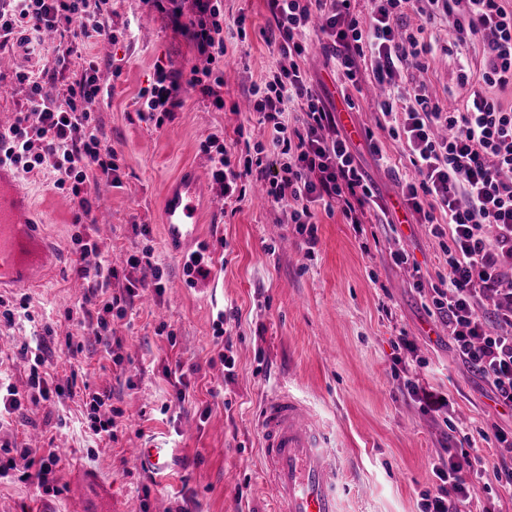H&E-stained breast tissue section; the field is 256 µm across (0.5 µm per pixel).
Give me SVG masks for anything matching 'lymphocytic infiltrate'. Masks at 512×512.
<instances>
[{
    "label": "lymphocytic infiltrate",
    "instance_id": "lymphocytic-infiltrate-1",
    "mask_svg": "<svg viewBox=\"0 0 512 512\" xmlns=\"http://www.w3.org/2000/svg\"><path fill=\"white\" fill-rule=\"evenodd\" d=\"M353 0H267L270 15L267 40L279 55L278 67L260 77L248 91L253 111L270 124L267 148L277 157L276 168H237L218 134L202 143L213 152L214 181L224 190L225 203L243 199L239 183L257 175L268 202L292 210L296 230L308 246H315L314 206L340 209L355 232H362L367 211L377 201L357 166L336 111L313 91L305 60L313 44H320L344 84L359 88L363 72H371L381 89L377 102L379 129L387 131L406 153L412 173L402 183L401 199L437 238H448V279L435 288L432 304L445 318L459 355L494 387L499 400L512 406V104L503 100L512 89V0H368L366 16H359ZM157 11H169L182 24L209 66L183 74L158 69L150 88L141 95V109L167 114L178 107L181 86L200 90L223 104V75L213 68L227 52L224 9L219 0H193L194 16L184 19L178 0H146ZM414 14L428 23H442L454 37V59L461 83L470 91L462 110L448 111L432 99L426 85H399L396 76L408 68L423 69L430 44L403 25ZM68 30V45L56 49L65 63L74 43L89 39L117 41L112 28V0H0V47L17 33L41 43L44 32ZM482 42L483 57L472 64L465 46ZM95 63L83 66L68 88L64 104L44 90L42 74L17 73L27 88L30 112L20 113L7 135L15 160L29 173L52 160L58 173L56 189L76 207L75 223L91 220L93 204L84 186L95 177L109 185L120 182L117 153L100 135L89 106L103 94ZM495 236H487V227ZM78 272L92 280L96 307L93 333L112 342L113 318H124L135 295L133 286L112 290L118 272L91 234L73 239ZM18 355L29 362V390L19 394L6 385L0 407L7 414L25 404L64 399L69 390L51 380L44 365L45 343L23 344ZM469 437L449 436L452 453L434 466L439 485L427 496L424 512H468L471 487L462 478L472 461L464 447ZM27 469L22 481L51 492V476L61 456L55 448H22L17 457L0 459V476L15 469L17 459Z\"/></svg>",
    "mask_w": 512,
    "mask_h": 512
}]
</instances>
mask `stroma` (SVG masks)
Listing matches in <instances>:
<instances>
[{
    "mask_svg": "<svg viewBox=\"0 0 512 512\" xmlns=\"http://www.w3.org/2000/svg\"><path fill=\"white\" fill-rule=\"evenodd\" d=\"M228 24L243 22L247 38L231 41L224 59V106L182 88L183 100L162 123L142 119L140 94L157 67L206 68L189 38L143 0H112V27L119 42L98 40L71 56L70 71L83 57L93 58L108 93L94 107L102 131L118 154L121 184L93 181L87 186L95 210L107 211L112 224L102 234L103 248L119 270L113 288L125 287L139 271L126 268L143 249L165 269L161 288L138 287L133 305L112 326L121 340L125 382L91 328L70 319L91 286L77 272L71 238L79 232L75 206L54 187L57 173L44 162L22 180L39 215L49 226L61 255L41 288L15 289L27 299V318L0 330V379L26 390L29 368L16 354L25 338L51 327L50 361L59 384L72 369L95 391L112 393L117 438L104 443L89 428L84 396L62 403L28 407L0 426V443L53 446L62 451L58 494L37 495L17 479H0V512H73L70 481L88 471L112 492V512H270L271 495L256 477L260 462L258 414L263 401L280 388L302 396L319 417L334 450L344 483L341 512H422L423 496L435 492L433 467L446 457L450 428L468 434L478 457L467 476L473 512H512V488L502 486L496 469L506 449L495 430L512 433V409L497 404L492 385L458 355L448 329L431 306L433 288L447 276L438 238L415 216L396 226L378 223L368 212L363 233H355L340 212L315 210L317 244L307 249L291 211L275 208L247 189L243 202L224 204L211 176L212 161L201 148L206 137L222 132L233 156H254L264 141L261 114L245 110L248 88L278 63L265 31L266 0H222ZM410 28H423L433 51L420 78L432 98L462 108L468 86L459 84L448 51L446 27L423 24L409 15ZM10 57L0 80L14 91L0 98V114L28 111L26 92L15 73L53 71L51 49H29L21 39L4 48ZM122 73L113 76V62ZM381 155L364 139L353 152L365 177L383 201L400 192L401 174L410 163L401 145L381 137ZM198 172L204 185L201 244L211 273L189 278L185 262L164 241L160 203L181 170ZM404 249L405 264L392 254ZM235 319L220 322L227 308ZM83 345L77 358L66 352L65 338ZM415 343L414 354L396 363L399 335ZM235 361L225 373L222 354ZM186 366L177 380V366ZM412 373L430 392L446 395L447 414L427 411L423 402L402 392L400 377ZM186 384L188 395L175 392ZM154 444L171 453V464L153 474L132 457L133 446Z\"/></svg>",
    "mask_w": 512,
    "mask_h": 512,
    "instance_id": "1",
    "label": "stroma"
}]
</instances>
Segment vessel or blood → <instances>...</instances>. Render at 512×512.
<instances>
[{
	"label": "vessel or blood",
	"instance_id": "obj_1",
	"mask_svg": "<svg viewBox=\"0 0 512 512\" xmlns=\"http://www.w3.org/2000/svg\"><path fill=\"white\" fill-rule=\"evenodd\" d=\"M200 181L179 177L162 200L164 237L186 256L200 235ZM15 164L0 158V288H38L53 269V253ZM261 477L272 493L273 512H339L341 478L336 455L310 406L279 390L260 409ZM139 464L155 471L168 464V451L153 445L132 448ZM76 512H112V493L87 474L72 482Z\"/></svg>",
	"mask_w": 512,
	"mask_h": 512
}]
</instances>
